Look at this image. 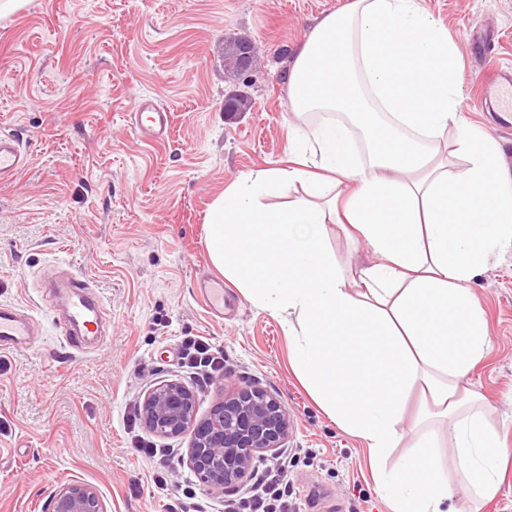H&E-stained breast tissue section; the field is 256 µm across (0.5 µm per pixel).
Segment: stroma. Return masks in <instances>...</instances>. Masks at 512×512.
<instances>
[{"mask_svg": "<svg viewBox=\"0 0 512 512\" xmlns=\"http://www.w3.org/2000/svg\"><path fill=\"white\" fill-rule=\"evenodd\" d=\"M349 0H29L0 18V134L15 135L28 169L0 184V307L30 309L31 350H0V512H45L56 490L97 489L106 512H165L197 476L189 436L131 427L133 405L166 380L188 381L185 336L224 352V375L195 386L197 413L225 390L258 387L288 411L278 452L300 512H390L361 439L341 431L303 389L278 319L225 282L223 317L196 296L217 271L205 245L211 203L237 176L288 158L282 75L318 19ZM455 41L460 113L497 140L512 172V137L476 106L479 86L512 64V0H423ZM250 39L257 67L243 80L248 112H228L236 82L224 39ZM158 98L174 114L165 141L141 140L134 100ZM90 279L109 313L100 346L77 349L50 307L54 278ZM471 288L491 350L461 381L483 397L485 418L512 448V253L490 261ZM176 449L166 494L136 437Z\"/></svg>", "mask_w": 512, "mask_h": 512, "instance_id": "stroma-1", "label": "stroma"}]
</instances>
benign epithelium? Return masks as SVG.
<instances>
[{
	"label": "benign epithelium",
	"instance_id": "obj_1",
	"mask_svg": "<svg viewBox=\"0 0 512 512\" xmlns=\"http://www.w3.org/2000/svg\"><path fill=\"white\" fill-rule=\"evenodd\" d=\"M142 414L146 426L159 436L191 435L190 466L216 490L241 481L255 461L276 453L291 429L290 417L282 404L251 387L224 394L207 416L200 417L193 392L178 381H165L146 393ZM48 509L105 512L97 490L83 483L60 488Z\"/></svg>",
	"mask_w": 512,
	"mask_h": 512
}]
</instances>
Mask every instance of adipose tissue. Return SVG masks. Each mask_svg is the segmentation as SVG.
I'll return each mask as SVG.
<instances>
[{"label": "adipose tissue", "mask_w": 512, "mask_h": 512, "mask_svg": "<svg viewBox=\"0 0 512 512\" xmlns=\"http://www.w3.org/2000/svg\"><path fill=\"white\" fill-rule=\"evenodd\" d=\"M458 70L453 39L422 0H350L316 23L284 74L290 111L327 120L296 127L287 165L239 176L205 217L214 267L279 318L293 368L339 428L366 442L392 512H448L455 499L494 495L512 457L460 386L490 352L469 284L512 250V187L492 138L462 129L459 172L441 153L460 121ZM297 185L302 195L285 207L266 204ZM334 225L374 257L358 277L329 247ZM420 384L432 398L423 418L447 419L469 481L441 474L432 435L388 466Z\"/></svg>", "instance_id": "adipose-tissue-1"}]
</instances>
